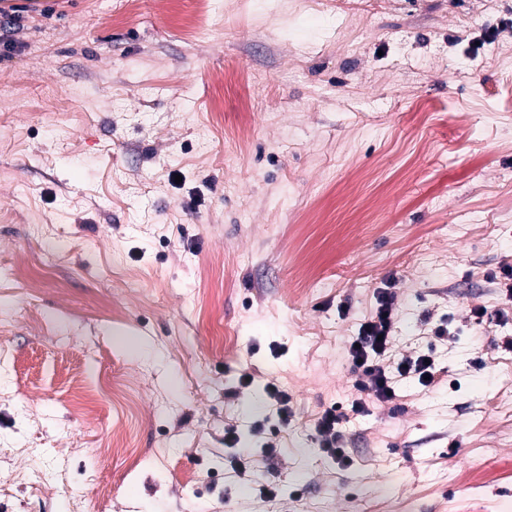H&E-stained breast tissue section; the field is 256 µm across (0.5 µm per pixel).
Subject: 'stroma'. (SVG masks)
Here are the masks:
<instances>
[{"label": "stroma", "instance_id": "stroma-1", "mask_svg": "<svg viewBox=\"0 0 512 512\" xmlns=\"http://www.w3.org/2000/svg\"><path fill=\"white\" fill-rule=\"evenodd\" d=\"M196 10L0 18V512H512V0ZM380 288L442 380L343 466L316 423Z\"/></svg>", "mask_w": 512, "mask_h": 512}]
</instances>
